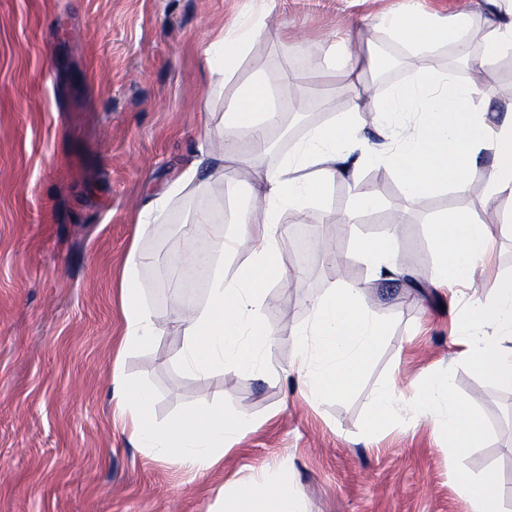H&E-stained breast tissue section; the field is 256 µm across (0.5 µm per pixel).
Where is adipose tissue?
Returning a JSON list of instances; mask_svg holds the SVG:
<instances>
[{"instance_id": "1", "label": "adipose tissue", "mask_w": 512, "mask_h": 512, "mask_svg": "<svg viewBox=\"0 0 512 512\" xmlns=\"http://www.w3.org/2000/svg\"><path fill=\"white\" fill-rule=\"evenodd\" d=\"M389 26L392 36L411 50L421 52L451 43L460 56L468 54L465 15L438 18L407 11L395 15ZM287 35V30L257 17L237 23L235 35L217 36L206 55L218 75L226 79L253 38L279 40ZM487 90L484 84L458 82L447 71L415 68L405 82L390 87L377 105L386 126L402 129V136L383 149L368 150L367 159L387 162L404 193L418 196L448 188L466 189L480 155L487 153L492 158L486 178L488 193L512 192V104L505 107L498 123H488L478 104ZM360 110V104H353L332 123L312 128L296 155L277 169L260 173L254 194L265 205L268 232L256 239L244 231L221 243L222 255L245 252L248 263L230 276L215 270L207 304L183 317L182 361L189 370L204 374L221 365L245 374L263 373L270 340L260 324L259 311L270 284L284 272L273 232L289 210L321 203L338 174L337 161L361 143ZM279 118L268 83L257 79L240 90L222 123L243 131L259 152L265 149L269 130ZM430 235L439 251L434 286L474 285L475 269L492 249L488 223L463 211L448 210L432 222ZM356 253L379 277L391 279L400 272L394 235L361 239ZM139 261V254L130 252L120 288L126 322L121 344L126 348L148 341L158 331L136 285ZM475 313L477 322L462 338L459 356L475 370L491 374L501 387L512 389V277L497 279L488 296L477 300ZM298 336L302 341L299 373L311 396L320 401L343 393L352 384L382 342L384 328L365 311L358 288L345 284L329 289L314 303L312 319ZM149 402L150 394L143 389L121 395L120 404L129 412L139 442L164 452L177 449L182 462L191 468L212 463L225 440L248 426L242 418L192 414L181 418L175 428L163 430L147 422L144 413ZM416 412L425 418L443 414L449 453L482 441L477 417L454 393L451 372L426 384ZM457 489L470 501L473 512H498L502 489L495 477L464 478Z\"/></svg>"}]
</instances>
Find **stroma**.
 <instances>
[{"instance_id": "stroma-1", "label": "stroma", "mask_w": 512, "mask_h": 512, "mask_svg": "<svg viewBox=\"0 0 512 512\" xmlns=\"http://www.w3.org/2000/svg\"><path fill=\"white\" fill-rule=\"evenodd\" d=\"M406 9L441 18L468 11L470 56H482L487 0H0V512H224L264 478L306 512H471L455 478L489 473L503 486L500 512H512V390L459 359L456 339L475 321L472 292L431 287L438 253L429 232L448 209L491 220L493 250L476 272L478 284L491 285L512 275V229L504 224L512 193L488 195L481 182L409 197L384 163L332 182L295 222L332 244L336 265L300 267L281 238L286 274L262 308L271 343L260 376L183 366L182 302L168 275L193 244L216 250L241 216L263 234L252 173L226 161L223 178L172 198L147 229L137 224L174 173L205 159V118L221 117L254 77L271 82L283 105L261 171L298 152L320 115L336 118L357 98L361 131L379 142L375 104L414 62L471 81L474 69L451 65L453 46L417 60L392 37L388 19ZM259 13L287 28V39H256L232 77L215 81L207 45ZM356 31L384 54L352 84L333 72L327 43L344 50ZM312 45L317 59L297 66V53ZM284 72L292 83L280 82ZM490 72L494 123L512 102V51ZM370 188L379 206L335 226L334 216ZM208 211L224 221L204 238L194 219ZM390 233L406 273L387 284L353 248ZM133 246L143 257L142 303L161 331L122 352L119 284ZM345 283L359 289L386 334L356 384L318 402L298 377L295 333L310 322L313 302ZM447 370L485 430L480 447L453 457L446 433L413 408L421 387ZM384 385L395 392L393 414L373 431L370 400ZM134 387L150 392L147 418L161 429L206 410L251 425L196 472L132 439L116 401Z\"/></svg>"}]
</instances>
